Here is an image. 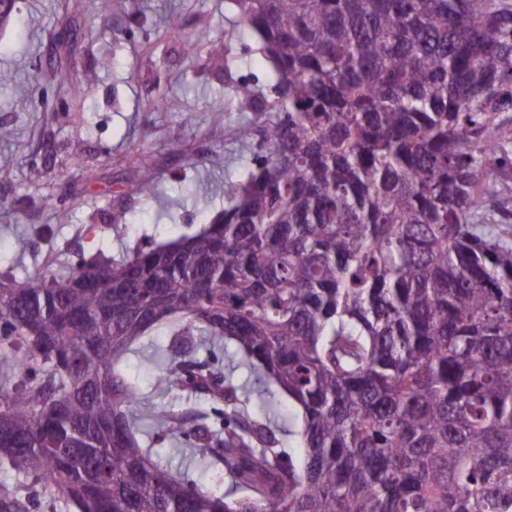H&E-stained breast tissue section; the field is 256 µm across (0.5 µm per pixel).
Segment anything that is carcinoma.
Here are the masks:
<instances>
[{"label": "carcinoma", "mask_w": 512, "mask_h": 512, "mask_svg": "<svg viewBox=\"0 0 512 512\" xmlns=\"http://www.w3.org/2000/svg\"><path fill=\"white\" fill-rule=\"evenodd\" d=\"M276 77L261 160L193 236L39 284L0 280V468L74 512H512L508 0H234ZM162 31L194 49L178 18ZM142 160L135 194L152 189ZM154 383L224 402V428L151 415L219 494L137 433L118 365L152 328ZM231 342L249 396L191 360ZM301 415L277 416L279 395ZM263 401L255 416L249 397ZM304 448L296 461L283 442ZM0 512H30L0 491Z\"/></svg>", "instance_id": "cac0c4a2"}]
</instances>
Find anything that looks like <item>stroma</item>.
I'll use <instances>...</instances> for the list:
<instances>
[{
  "label": "stroma",
  "mask_w": 512,
  "mask_h": 512,
  "mask_svg": "<svg viewBox=\"0 0 512 512\" xmlns=\"http://www.w3.org/2000/svg\"><path fill=\"white\" fill-rule=\"evenodd\" d=\"M98 6L16 0L14 20L0 29V278L33 282L48 270L122 261L194 234L224 208L225 170L260 151L226 130L247 113L213 117L214 101L240 83L265 100L275 96L272 66L255 38L224 41L225 30L239 26L232 0H112L105 14ZM169 14L199 36L193 52L157 31ZM228 51L244 59L230 71L222 62ZM107 58L112 67H103ZM63 70L84 90V107L60 87ZM215 153L223 167L211 165ZM144 159L156 182L140 195L129 184ZM119 369L138 384L141 413L168 407L190 422L223 425V402L206 392L156 395L154 366L132 356Z\"/></svg>",
  "instance_id": "1"
}]
</instances>
